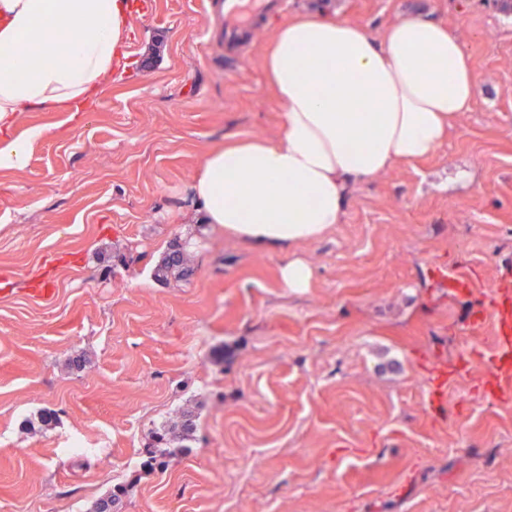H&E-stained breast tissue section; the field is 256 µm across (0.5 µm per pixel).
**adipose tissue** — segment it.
I'll list each match as a JSON object with an SVG mask.
<instances>
[{
  "mask_svg": "<svg viewBox=\"0 0 512 512\" xmlns=\"http://www.w3.org/2000/svg\"><path fill=\"white\" fill-rule=\"evenodd\" d=\"M136 9L134 0H0V169L27 163L26 142L10 134L17 113L76 115L103 89ZM264 69L281 132L210 149L192 183L203 223L260 244L320 237L339 223L349 181L430 157L479 94L460 43L425 16L376 41L336 9L300 15L275 29Z\"/></svg>",
  "mask_w": 512,
  "mask_h": 512,
  "instance_id": "ef3b65f1",
  "label": "adipose tissue"
}]
</instances>
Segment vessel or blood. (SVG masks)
Here are the masks:
<instances>
[{"label": "vessel or blood", "mask_w": 512, "mask_h": 512, "mask_svg": "<svg viewBox=\"0 0 512 512\" xmlns=\"http://www.w3.org/2000/svg\"><path fill=\"white\" fill-rule=\"evenodd\" d=\"M288 0H224V14L237 19L250 16L262 19L267 13L287 10ZM443 285L462 290L470 287L472 280L467 270L437 267L434 271ZM474 319L489 322L491 342L487 348L478 350L479 358L487 360L491 374L482 383L483 391L499 401L512 399V276L503 275L490 293L488 302L473 314ZM448 373L441 367H433L430 386L427 390V405L430 409H444L447 395Z\"/></svg>", "instance_id": "vessel-or-blood-1"}]
</instances>
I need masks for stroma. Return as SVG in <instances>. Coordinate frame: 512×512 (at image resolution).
<instances>
[{
    "label": "stroma",
    "mask_w": 512,
    "mask_h": 512,
    "mask_svg": "<svg viewBox=\"0 0 512 512\" xmlns=\"http://www.w3.org/2000/svg\"><path fill=\"white\" fill-rule=\"evenodd\" d=\"M239 51L200 0H151L83 118L0 170V512H512V401L484 363L426 406L433 365L485 347L472 312L512 263V12L503 0H332L372 38L445 23L481 88L427 160L348 183L339 224L263 247L191 224L203 153L273 137V30ZM299 258L310 288H285ZM475 272L464 296L435 266ZM82 359L81 370L70 367ZM196 416L188 451L147 467L153 434ZM313 270L308 263L299 258L286 261L280 268V279L285 288L303 291L309 288Z\"/></svg>",
    "instance_id": "35a3bbf8"
}]
</instances>
